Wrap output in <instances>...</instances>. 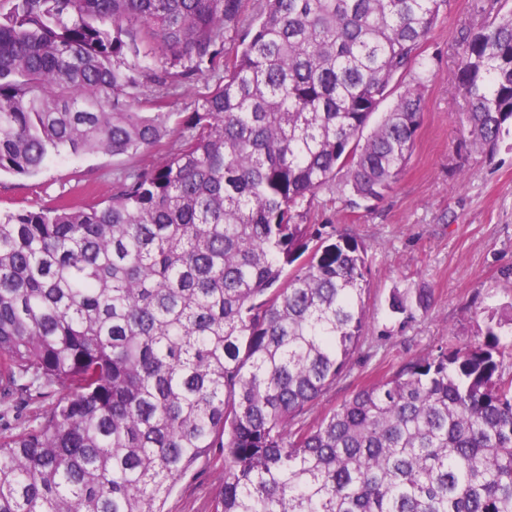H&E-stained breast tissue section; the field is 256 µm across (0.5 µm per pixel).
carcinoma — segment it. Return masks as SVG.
Returning a JSON list of instances; mask_svg holds the SVG:
<instances>
[{"label":"carcinoma","mask_w":512,"mask_h":512,"mask_svg":"<svg viewBox=\"0 0 512 512\" xmlns=\"http://www.w3.org/2000/svg\"><path fill=\"white\" fill-rule=\"evenodd\" d=\"M242 2L0 0V173L178 134L103 203L0 215V405L41 404L0 436V512H165L212 448L211 512H512L500 322L302 424L359 347L368 274L309 206L392 188L426 71L368 123L447 0H264L226 57ZM220 59L175 131L169 89ZM457 79L469 144L494 150L512 132V12L468 36Z\"/></svg>","instance_id":"obj_1"}]
</instances>
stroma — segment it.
Returning a JSON list of instances; mask_svg holds the SVG:
<instances>
[{"instance_id": "stroma-1", "label": "stroma", "mask_w": 512, "mask_h": 512, "mask_svg": "<svg viewBox=\"0 0 512 512\" xmlns=\"http://www.w3.org/2000/svg\"><path fill=\"white\" fill-rule=\"evenodd\" d=\"M512 12V0H448L423 42L429 69L421 126L413 152L385 198L350 211L328 190L314 199L308 221L332 223L365 248L369 268L363 294L365 329L352 365L305 416V424L404 361L473 340L488 315L512 317V145L487 153L467 142L466 99L456 79L465 39L482 23ZM223 74L222 67L173 88V121L192 112ZM144 157L60 156L33 177L0 175V211L31 209L63 196L74 205L112 194L118 171ZM425 289L429 305L410 319L391 312L393 293ZM223 460L197 463L167 498L165 512H209Z\"/></svg>"}]
</instances>
